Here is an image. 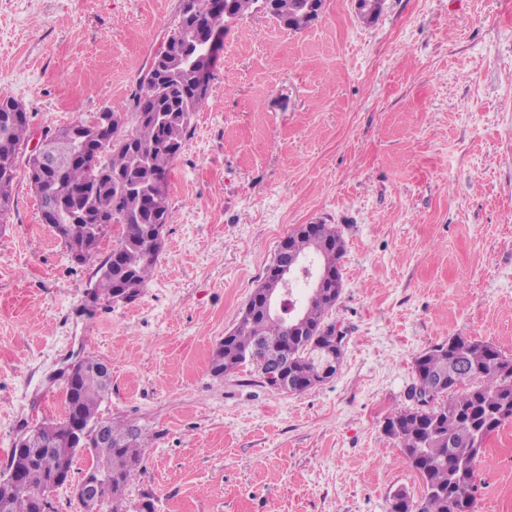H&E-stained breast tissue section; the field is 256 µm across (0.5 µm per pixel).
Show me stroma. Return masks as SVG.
<instances>
[{
	"label": "stroma",
	"instance_id": "obj_1",
	"mask_svg": "<svg viewBox=\"0 0 512 512\" xmlns=\"http://www.w3.org/2000/svg\"><path fill=\"white\" fill-rule=\"evenodd\" d=\"M180 0H0V96L35 128L115 103ZM174 213L132 302L94 300L25 176L0 233V470L24 428L62 418L67 366L112 368L103 417L145 438L130 506L155 512H388L422 483L382 425L415 357L452 336L512 357V0H326L305 29L262 13L224 36L168 182ZM345 241L336 375L300 394L210 360L281 241ZM475 512H512V422L486 440Z\"/></svg>",
	"mask_w": 512,
	"mask_h": 512
}]
</instances>
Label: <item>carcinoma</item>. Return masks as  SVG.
<instances>
[{
    "instance_id": "1",
    "label": "carcinoma",
    "mask_w": 512,
    "mask_h": 512,
    "mask_svg": "<svg viewBox=\"0 0 512 512\" xmlns=\"http://www.w3.org/2000/svg\"><path fill=\"white\" fill-rule=\"evenodd\" d=\"M225 0H196L190 13L180 9L168 42L157 52L140 78L131 111L115 104L90 117L65 126L74 133L68 149L73 161L60 175L35 182L40 213L54 202L59 207L50 228L67 251H81L78 263L91 260L112 225L122 228L112 252L100 264L96 298L113 299L127 290L135 299L151 277L163 249L162 228L174 222L168 194L154 183L167 176L181 153L195 112L207 102L199 93L195 73H211L213 60H200L209 37L224 32V8L212 4ZM267 10L280 26L302 30L312 22L306 0H270ZM30 116L23 105L0 97V224L11 212L14 186L30 142ZM345 242L336 226L314 224L296 228L280 243L275 260L311 257L330 274L320 295L304 301L300 324L288 325L267 311L265 291L272 287V267L233 328L215 350L210 371L222 376L247 362L278 367L283 373L281 391L301 393L315 386L320 354L333 336L336 324L327 321L342 291L338 261ZM89 368L65 386V414L59 421L43 422L25 433L26 452L12 448L0 473V512H52L48 485L51 469L70 471L79 450L92 454L91 470L108 469L112 481L111 512H129L120 495L142 465V430L131 422L106 421L112 437L107 448L97 447L90 434L75 445L70 439L74 422L99 419V408L111 384L90 369L99 364L86 358ZM512 357L496 346L476 339L453 336L414 360L415 389L428 378L440 380L441 389L430 403L401 408L387 417L384 432L397 440L408 465L423 483L420 496L405 490L394 494L405 512H474L475 468L483 455L487 436L512 421ZM20 471L22 492L5 486L11 471Z\"/></svg>"
}]
</instances>
